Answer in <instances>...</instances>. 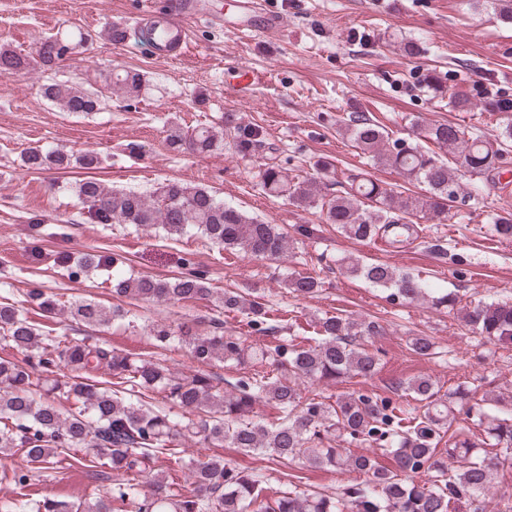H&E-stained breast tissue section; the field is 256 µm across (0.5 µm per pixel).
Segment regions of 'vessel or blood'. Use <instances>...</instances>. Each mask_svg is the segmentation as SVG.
Listing matches in <instances>:
<instances>
[{
  "label": "vessel or blood",
  "mask_w": 512,
  "mask_h": 512,
  "mask_svg": "<svg viewBox=\"0 0 512 512\" xmlns=\"http://www.w3.org/2000/svg\"><path fill=\"white\" fill-rule=\"evenodd\" d=\"M238 11L246 18L244 24L238 25V33L260 36L279 31L282 27V15L272 9L266 0H236ZM202 14L201 0H164L162 7L147 4L140 13L146 26L162 27L165 35L157 42L152 51L157 58L176 61L188 50L189 34L187 23ZM254 70L232 66L224 72V83L237 90L247 89L256 80Z\"/></svg>",
  "instance_id": "b4317fda"
}]
</instances>
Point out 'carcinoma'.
Returning <instances> with one entry per match:
<instances>
[{"instance_id": "carcinoma-1", "label": "carcinoma", "mask_w": 512, "mask_h": 512, "mask_svg": "<svg viewBox=\"0 0 512 512\" xmlns=\"http://www.w3.org/2000/svg\"><path fill=\"white\" fill-rule=\"evenodd\" d=\"M93 41L92 35L71 27L40 43L35 55L0 46V76H9L36 64L54 72L70 55ZM147 79L128 69L107 76L100 85H80L48 78L43 97L64 112L89 115L104 109L117 93L138 101ZM456 112H483L501 116L502 124L492 146L464 128L442 122L421 128L428 143L421 148L403 139L389 140L385 129L364 112L344 119L355 146L373 164L388 165L410 182L426 185L427 196L398 192L366 176L353 179L350 190L331 198L320 195V182L302 175L290 176L275 164H266L261 185L272 196H286L301 207H317L337 232L360 241H372L394 225H406L428 210L449 217V203L460 189L461 176L493 175L500 169L503 152L512 147V98L486 93L476 104L464 94L449 96ZM229 132L236 153L253 155L275 151L258 124H241L229 115L221 130L213 126L188 129L173 121L167 130L170 151L187 148L208 153L224 145ZM30 171L78 166L98 168L100 153L32 147L21 156ZM77 197L87 220L95 224H131L180 237L196 230L218 246L277 259L291 248L288 231L245 216L224 204L205 187L170 181L147 194L116 190L94 178L76 183ZM117 257L95 251L76 260L62 258L67 277L79 281L93 268L112 270V295L147 304H171L210 296L206 273L189 269L170 279L125 277ZM343 274L362 277L391 296L411 304L426 299L436 308L458 310L469 333L489 341H512V302L462 304L455 294H435L421 279L400 274L381 263L342 259ZM0 338L19 353L0 358V459L14 450L24 452L27 466L11 471L14 494L0 498V512H448L455 502L467 512H485L488 493L504 459L512 455V415L491 416L487 401L468 388L440 393L427 378L406 382L405 395L413 406L404 411L391 399L354 391L332 401L319 394L306 396L300 383L310 385L345 378L368 379L378 371V358L369 342L381 335L376 320H357L342 313H326L314 321L315 336L305 344L286 337L274 344H244L242 337L224 331L223 315H241L251 332L274 329L265 296L226 288L217 295L215 312L187 318L171 326H149L152 345L164 350L173 344L186 349L201 369L176 375L161 359H146L116 349L105 342L70 338L53 327L68 313L86 327L106 326L129 317L120 306L105 307L92 299L61 300V294L41 282L32 283L24 299L10 297L7 282L0 283ZM297 297H312L321 281L312 275L287 280ZM408 350L420 357L436 354L434 338L416 334L407 339ZM215 362L246 367L266 364L282 375L249 373L233 382H221L203 367ZM106 369L115 378L100 386L96 374ZM161 394L168 410H158L151 395ZM458 402L468 414L487 423L484 445L501 449L494 455L478 447L468 435L450 432L451 404ZM265 403L276 410L270 423L255 419L254 409ZM375 447L371 455L348 456L340 448L325 446L329 437ZM448 447L443 448V441ZM191 441L197 455L183 456L176 444ZM227 445L243 454H261L274 464L302 461L312 468L348 467L370 478L341 492L301 488L289 481L270 502L262 499L263 476L224 462L209 454ZM185 469L193 489L182 491L175 481L156 472L160 456ZM68 466L93 472L107 485L101 495L77 500L37 496L33 488L41 473ZM149 491H141L142 484Z\"/></svg>"}]
</instances>
